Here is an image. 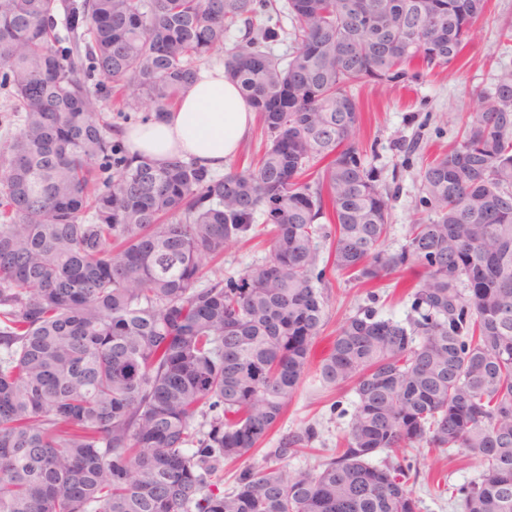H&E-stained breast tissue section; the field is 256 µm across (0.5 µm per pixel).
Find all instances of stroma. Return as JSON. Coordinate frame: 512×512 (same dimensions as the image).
I'll list each match as a JSON object with an SVG mask.
<instances>
[{"mask_svg":"<svg viewBox=\"0 0 512 512\" xmlns=\"http://www.w3.org/2000/svg\"><path fill=\"white\" fill-rule=\"evenodd\" d=\"M512 20V0H488L486 15L453 67L440 66L419 81L378 85L365 82L353 90L362 123L355 141L367 165L376 168L392 193L388 251H400L410 224L424 217L417 172L422 160L443 152L457 135L461 120L482 104L502 68L512 66V52L500 45V27ZM327 322L323 336L335 335L347 317L359 309L374 310L378 317L407 322L412 300L403 289L382 280L373 288H358L346 277L330 275ZM351 386L330 388L316 369H308L278 425L285 435L307 425L319 433L314 450L287 459L290 469H308L329 459L336 442L348 428L354 408ZM404 455L419 471L409 487L421 501V512H462L450 499L449 488L474 482L481 469L477 459L462 452L454 457L433 450L405 449Z\"/></svg>","mask_w":512,"mask_h":512,"instance_id":"obj_1","label":"stroma"}]
</instances>
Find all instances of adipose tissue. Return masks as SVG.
Returning a JSON list of instances; mask_svg holds the SVG:
<instances>
[{
	"instance_id": "adipose-tissue-1",
	"label": "adipose tissue",
	"mask_w": 512,
	"mask_h": 512,
	"mask_svg": "<svg viewBox=\"0 0 512 512\" xmlns=\"http://www.w3.org/2000/svg\"><path fill=\"white\" fill-rule=\"evenodd\" d=\"M253 119L251 107L218 64L199 71L162 120L125 127L119 137L138 159H190L221 173L240 150Z\"/></svg>"
}]
</instances>
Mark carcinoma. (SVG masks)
Instances as JSON below:
<instances>
[{"mask_svg": "<svg viewBox=\"0 0 512 512\" xmlns=\"http://www.w3.org/2000/svg\"><path fill=\"white\" fill-rule=\"evenodd\" d=\"M484 12L0 0V512H421L391 460L419 447L478 459L479 481L451 492L464 512H512V69L420 167L429 214L397 253L382 249L391 195L354 143L352 87L453 64ZM233 28L225 76L265 148L222 176L130 157L98 112L104 82L116 112L158 120ZM260 224L268 259L224 277V246ZM319 240L359 286L411 276L418 317L362 310L331 337L319 376L356 396L336 455L277 465L317 440L307 425L226 492L213 477L267 442L325 325Z\"/></svg>", "mask_w": 512, "mask_h": 512, "instance_id": "obj_1", "label": "carcinoma"}]
</instances>
